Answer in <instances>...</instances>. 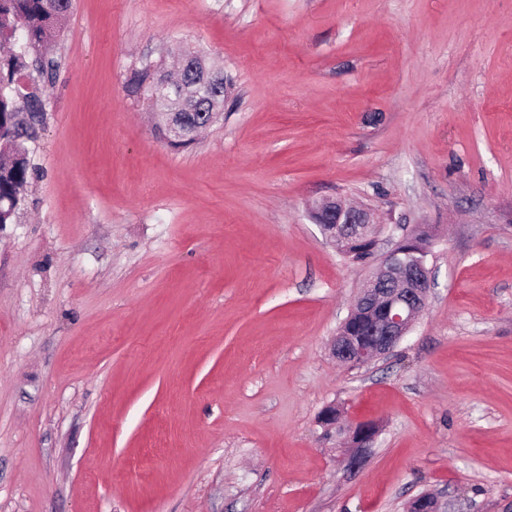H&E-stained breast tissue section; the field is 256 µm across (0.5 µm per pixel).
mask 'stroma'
Wrapping results in <instances>:
<instances>
[{
	"label": "stroma",
	"mask_w": 512,
	"mask_h": 512,
	"mask_svg": "<svg viewBox=\"0 0 512 512\" xmlns=\"http://www.w3.org/2000/svg\"><path fill=\"white\" fill-rule=\"evenodd\" d=\"M199 50L190 146L128 92ZM25 202L0 224V512L512 505V0H74ZM325 197L433 237L408 336L330 343L375 261ZM328 405L381 432L358 473ZM192 77L195 82H198L197 87L198 96L195 104L191 108L180 99L177 93V86L180 82L184 81L185 72L182 71L181 79L176 84L168 86L162 95H158L155 99L153 107L156 109V126L163 134L164 138L169 142H177L182 136L181 124L174 121L172 118L165 119L164 123L159 122L158 116L161 113L165 115H172L173 112H180L183 115L185 124L188 127L186 132V139L179 144L174 145L175 148L187 147L193 141L199 128L204 127L207 117L204 114L209 113V120L212 119L214 112H223L224 109V71L223 82L220 85H213L211 83H218L221 80L220 74L217 71H212L208 75L209 82H202L200 71L191 69ZM323 235L330 242L352 248L371 242L375 249L384 225L377 223L368 209L352 208L339 199L323 201L312 215Z\"/></svg>",
	"instance_id": "stroma-1"
}]
</instances>
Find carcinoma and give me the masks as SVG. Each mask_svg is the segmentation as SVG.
Returning <instances> with one entry per match:
<instances>
[{
    "label": "carcinoma",
    "mask_w": 512,
    "mask_h": 512,
    "mask_svg": "<svg viewBox=\"0 0 512 512\" xmlns=\"http://www.w3.org/2000/svg\"><path fill=\"white\" fill-rule=\"evenodd\" d=\"M72 8V0H0V43L13 50L0 54V127L9 137L0 142V224L13 222L22 202L30 170L29 150L31 123L38 121L43 107L36 96L18 100L16 77L32 69L44 74L55 66L47 57L48 49L59 35ZM198 82L195 104L188 108L172 85L156 97L158 112H178L188 127L186 139L177 147H187L195 132L206 123L204 114L224 109V85L201 81L200 71H192ZM156 85L155 67L148 63L137 73L129 91L136 93L145 84Z\"/></svg>",
    "instance_id": "cac0c4a2"
}]
</instances>
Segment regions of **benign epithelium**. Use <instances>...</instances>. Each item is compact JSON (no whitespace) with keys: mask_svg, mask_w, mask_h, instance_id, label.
Returning a JSON list of instances; mask_svg holds the SVG:
<instances>
[{"mask_svg":"<svg viewBox=\"0 0 512 512\" xmlns=\"http://www.w3.org/2000/svg\"><path fill=\"white\" fill-rule=\"evenodd\" d=\"M164 138L172 143L182 136L181 124L169 118L156 122ZM327 240L344 248L365 242L377 246L384 225L373 219L368 209L352 208L339 199L323 201L313 212ZM431 238L416 236L402 228L400 241L379 257L375 272L364 282L359 304L339 326L332 342V353L341 363L358 366L384 358L411 332L415 320L427 305L432 278L426 264L413 265L417 252L430 254ZM321 423L342 432L341 449L346 470L355 472L369 460L379 434L373 422H356L341 428L342 412L325 408ZM408 512H441L436 497L422 493L409 503Z\"/></svg>","mask_w":512,"mask_h":512,"instance_id":"benign-epithelium-1","label":"benign epithelium"}]
</instances>
